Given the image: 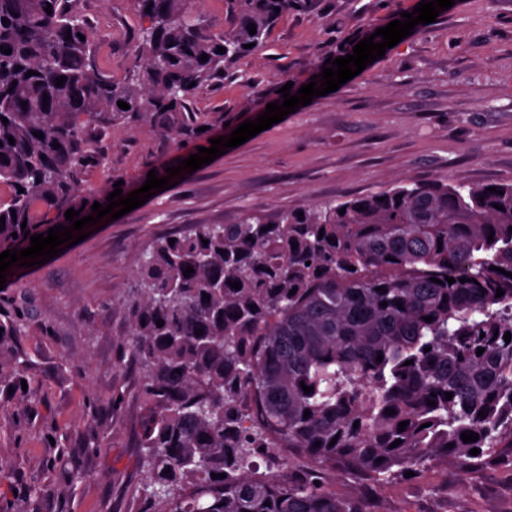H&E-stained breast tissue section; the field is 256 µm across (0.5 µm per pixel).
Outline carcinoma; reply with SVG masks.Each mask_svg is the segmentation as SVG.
Wrapping results in <instances>:
<instances>
[{"instance_id": "cac0c4a2", "label": "carcinoma", "mask_w": 512, "mask_h": 512, "mask_svg": "<svg viewBox=\"0 0 512 512\" xmlns=\"http://www.w3.org/2000/svg\"><path fill=\"white\" fill-rule=\"evenodd\" d=\"M133 4L143 20L139 71L125 83L100 74L77 0H0V184L12 190L0 200V253L29 247L27 231L70 226V208L84 217L96 201L107 206L114 188L82 187L100 162L99 116L164 117L180 133L175 118L189 98L305 0H228L234 24L214 34L200 30L195 0ZM494 187L401 182L274 216L248 210L235 224L175 233L172 245L157 238L127 299L147 411L142 512H371L364 499L327 490L314 470L255 476L263 447L372 485L450 461L512 472V276L496 271L512 273V183ZM29 316L0 320V351ZM468 431L478 441L463 442Z\"/></svg>"}]
</instances>
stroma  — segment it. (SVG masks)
I'll return each instance as SVG.
<instances>
[{"instance_id": "35a3bbf8", "label": "stroma", "mask_w": 512, "mask_h": 512, "mask_svg": "<svg viewBox=\"0 0 512 512\" xmlns=\"http://www.w3.org/2000/svg\"><path fill=\"white\" fill-rule=\"evenodd\" d=\"M419 0H308L283 14L264 46L228 65L191 103L179 139L142 120L101 119L86 190L175 161L249 119L245 103L309 82L344 41L386 26ZM93 28L97 66L123 81L141 19L131 0H78ZM512 183V0H454L338 90L185 175L173 188L112 221L0 289V308L35 312L0 360L24 367L0 383V512H140L135 496L145 409L127 337L126 303L142 252L201 224H234L245 210L275 214L308 203L376 193L400 181ZM61 464L46 470L47 459ZM324 486L377 512H512V476L434 465L373 486L320 468ZM38 479L39 499L26 488Z\"/></svg>"}]
</instances>
